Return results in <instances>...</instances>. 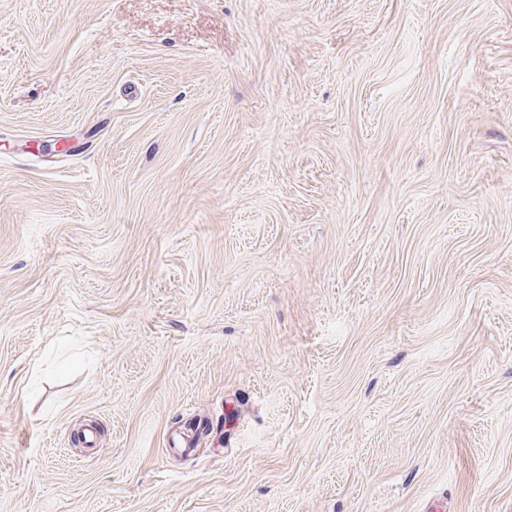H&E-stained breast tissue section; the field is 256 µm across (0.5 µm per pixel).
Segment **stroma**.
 <instances>
[{
	"instance_id": "35a3bbf8",
	"label": "stroma",
	"mask_w": 512,
	"mask_h": 512,
	"mask_svg": "<svg viewBox=\"0 0 512 512\" xmlns=\"http://www.w3.org/2000/svg\"><path fill=\"white\" fill-rule=\"evenodd\" d=\"M434 499L512 512V0H0V512Z\"/></svg>"
}]
</instances>
